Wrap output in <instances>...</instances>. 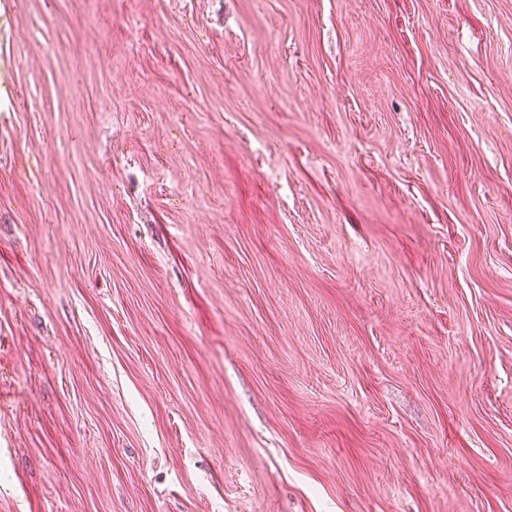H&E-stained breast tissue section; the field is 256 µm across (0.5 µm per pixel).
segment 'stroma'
Segmentation results:
<instances>
[{"instance_id": "obj_1", "label": "stroma", "mask_w": 512, "mask_h": 512, "mask_svg": "<svg viewBox=\"0 0 512 512\" xmlns=\"http://www.w3.org/2000/svg\"><path fill=\"white\" fill-rule=\"evenodd\" d=\"M0 512H512V0H0Z\"/></svg>"}]
</instances>
